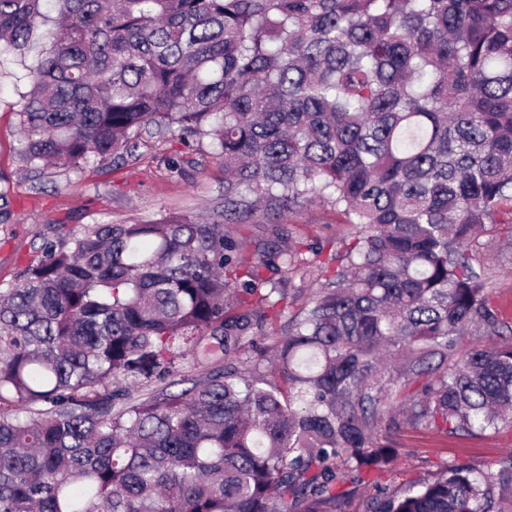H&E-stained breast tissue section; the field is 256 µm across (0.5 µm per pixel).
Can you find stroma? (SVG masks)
I'll use <instances>...</instances> for the list:
<instances>
[{"label": "stroma", "mask_w": 512, "mask_h": 512, "mask_svg": "<svg viewBox=\"0 0 512 512\" xmlns=\"http://www.w3.org/2000/svg\"><path fill=\"white\" fill-rule=\"evenodd\" d=\"M35 61V55L22 58L0 49V288L38 260L42 244L56 237L58 225L77 232L89 224H133L168 213L207 214L223 205L224 171L205 137L183 142L147 137L132 161L107 160L78 173H30L14 112ZM181 157L189 159V167L170 176L168 159ZM287 222L312 244L340 241L350 231L320 204L304 205ZM472 249L490 268L491 301L500 321L512 326V223L487 225ZM380 438L399 450L395 464L378 476L379 484L394 494L433 479L445 465L512 454V431L507 429L447 435L404 426L381 429Z\"/></svg>", "instance_id": "1"}]
</instances>
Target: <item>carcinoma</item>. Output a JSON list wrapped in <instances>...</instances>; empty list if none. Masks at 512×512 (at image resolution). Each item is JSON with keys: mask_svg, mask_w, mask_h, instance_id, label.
Here are the masks:
<instances>
[{"mask_svg": "<svg viewBox=\"0 0 512 512\" xmlns=\"http://www.w3.org/2000/svg\"><path fill=\"white\" fill-rule=\"evenodd\" d=\"M42 2L0 0L4 48L39 46L29 169L199 135L224 209L63 231L0 289V512H336L397 458L384 421L512 429L471 249L512 215V0ZM305 203L351 227L330 258L242 223ZM373 490L512 512V454Z\"/></svg>", "mask_w": 512, "mask_h": 512, "instance_id": "1", "label": "carcinoma"}]
</instances>
